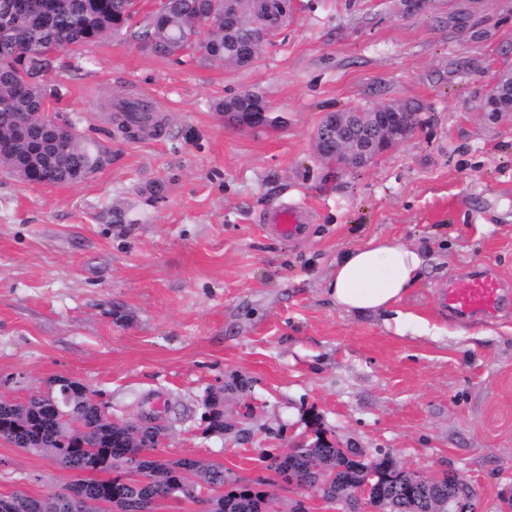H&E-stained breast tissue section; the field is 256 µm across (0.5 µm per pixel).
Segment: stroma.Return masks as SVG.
I'll list each match as a JSON object with an SVG mask.
<instances>
[{"label": "stroma", "instance_id": "1", "mask_svg": "<svg viewBox=\"0 0 512 512\" xmlns=\"http://www.w3.org/2000/svg\"><path fill=\"white\" fill-rule=\"evenodd\" d=\"M246 67L177 62L119 37L65 52L50 110L112 153L67 186L0 167V395L64 375L113 419L160 413L167 459L223 463L273 495L274 512H336L283 485L272 455L324 438L472 484L479 512L512 493V297L491 318L448 316L437 288L491 265L512 287V112H481L512 70V0H289ZM148 92L157 135L125 137L112 101ZM256 92L278 128L243 129L216 107ZM418 108V127L377 163L339 172L313 151L325 113ZM162 183V198L148 188ZM306 207L288 240L264 214ZM415 247L421 277L401 311L336 308V261L371 239ZM226 393L234 431L208 435L202 399ZM66 480L50 458L0 439V493Z\"/></svg>", "mask_w": 512, "mask_h": 512}]
</instances>
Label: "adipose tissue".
<instances>
[{
  "label": "adipose tissue",
  "instance_id": "1",
  "mask_svg": "<svg viewBox=\"0 0 512 512\" xmlns=\"http://www.w3.org/2000/svg\"><path fill=\"white\" fill-rule=\"evenodd\" d=\"M423 265L414 248L372 239L337 260L331 297L337 308L346 311H390L415 287Z\"/></svg>",
  "mask_w": 512,
  "mask_h": 512
}]
</instances>
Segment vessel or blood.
<instances>
[{
	"label": "vessel or blood",
	"instance_id": "vessel-or-blood-1",
	"mask_svg": "<svg viewBox=\"0 0 512 512\" xmlns=\"http://www.w3.org/2000/svg\"><path fill=\"white\" fill-rule=\"evenodd\" d=\"M266 221L280 235L297 237L304 229L306 217L299 208L284 206L269 213ZM438 292L443 310L451 317H491L499 311L504 282L493 267L486 265L440 285Z\"/></svg>",
	"mask_w": 512,
	"mask_h": 512
}]
</instances>
